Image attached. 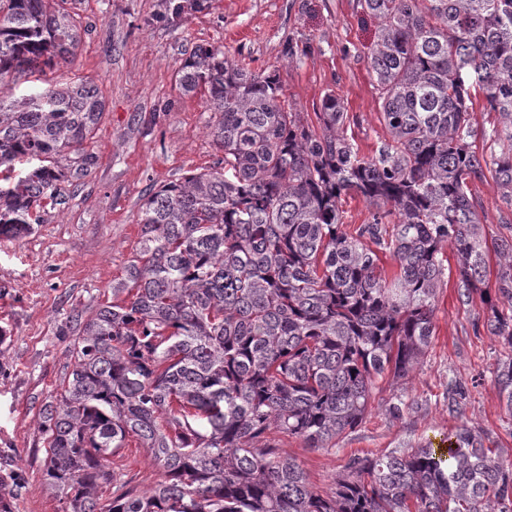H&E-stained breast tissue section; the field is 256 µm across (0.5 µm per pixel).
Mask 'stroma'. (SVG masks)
Here are the masks:
<instances>
[{"mask_svg": "<svg viewBox=\"0 0 512 512\" xmlns=\"http://www.w3.org/2000/svg\"><path fill=\"white\" fill-rule=\"evenodd\" d=\"M86 28L73 65L53 80L95 84L105 110L90 145L91 173L72 180L62 204L46 207L41 224L18 239H0V476L17 479L14 512H58L42 485L31 420L69 362L68 337L58 326L73 309L103 300L123 273L141 234L138 211L149 190L213 165L219 154L201 96L183 95L177 70L195 45L223 48L253 73L277 72L295 111L315 122L325 94L339 97L344 126L361 154L387 136L369 58L376 23L358 0H71ZM471 195L489 230L512 225L492 177L473 180ZM439 290L436 332L409 383L384 374L365 420L333 448L273 433L283 456L295 457L314 490L331 491L355 457L439 443L466 424L486 445L512 460V414L494 385L503 352L498 337L475 333L481 303L462 305L456 262ZM465 397L448 407V388ZM403 398L401 417L389 403ZM117 483L137 489L158 474L143 449L129 443L113 459Z\"/></svg>", "mask_w": 512, "mask_h": 512, "instance_id": "obj_1", "label": "stroma"}]
</instances>
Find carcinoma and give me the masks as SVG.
<instances>
[{
  "mask_svg": "<svg viewBox=\"0 0 512 512\" xmlns=\"http://www.w3.org/2000/svg\"><path fill=\"white\" fill-rule=\"evenodd\" d=\"M67 2L0 0V168L28 165L0 184L1 238L30 233L95 165L98 88L20 90L76 58ZM359 4L378 23L370 68L388 132L370 156L342 132L332 93L315 127L274 73L209 44L181 63L179 88L205 98L222 156L143 198L139 248L111 297L59 324L70 363L35 433L60 512H512V463L465 424L445 455L353 459L327 495L268 438L334 448L383 374L410 379L435 335L448 247L459 301L479 298L482 328L508 348L494 383L512 414V235L488 236L469 190L488 171L512 204V0ZM476 94L499 115L480 133ZM478 134L498 151L478 153ZM350 193L370 208L352 233L339 208ZM130 438L160 475L144 491L112 489Z\"/></svg>",
  "mask_w": 512,
  "mask_h": 512,
  "instance_id": "carcinoma-1",
  "label": "carcinoma"
}]
</instances>
